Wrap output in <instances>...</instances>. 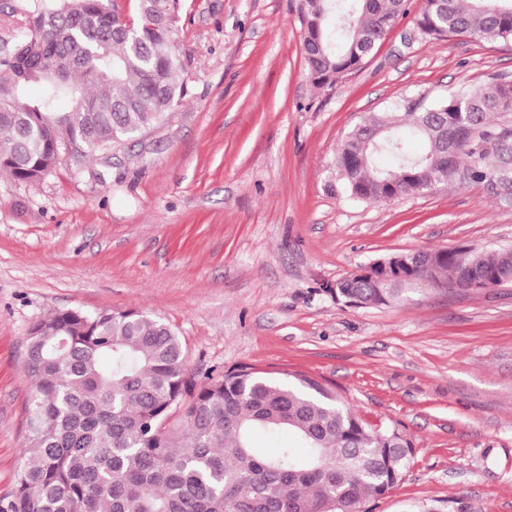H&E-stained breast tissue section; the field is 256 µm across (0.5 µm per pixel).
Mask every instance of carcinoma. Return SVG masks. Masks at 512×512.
I'll list each match as a JSON object with an SVG mask.
<instances>
[{"label":"carcinoma","instance_id":"carcinoma-1","mask_svg":"<svg viewBox=\"0 0 512 512\" xmlns=\"http://www.w3.org/2000/svg\"><path fill=\"white\" fill-rule=\"evenodd\" d=\"M409 10V0H304L314 83L361 66ZM179 11L180 0H137L128 23L108 0H40L31 35L0 56V172L37 184L62 160L78 166L160 122L188 94ZM415 25L432 37L512 42V0H422ZM60 98L68 111L55 110ZM495 114L512 116V79L500 75L364 117L341 141L328 190L377 203L477 184L512 206V120L495 123ZM404 128L422 152L408 150ZM382 155L393 164L379 166ZM406 255V275L373 269L340 292L364 308L422 286L512 278V250ZM25 366L34 382L28 446L4 512H372L413 456L399 430L369 427L305 375L240 367L197 380L176 331L134 309L35 322ZM175 411L181 425L169 430ZM259 431L291 433L306 456L264 454L253 444Z\"/></svg>","mask_w":512,"mask_h":512}]
</instances>
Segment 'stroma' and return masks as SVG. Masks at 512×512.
Returning a JSON list of instances; mask_svg holds the SVG:
<instances>
[{
  "label": "stroma",
  "instance_id": "35a3bbf8",
  "mask_svg": "<svg viewBox=\"0 0 512 512\" xmlns=\"http://www.w3.org/2000/svg\"><path fill=\"white\" fill-rule=\"evenodd\" d=\"M34 0H0V48ZM302 0H182L189 94L124 149L38 184L0 174V506L27 444L24 338L67 309L171 325L191 371L247 365L335 389L414 444L373 512H512V285L415 290L355 308L324 289L400 251L512 248V208L478 185L380 203L330 195L337 147L405 96L512 76V42L422 36L411 19L319 87Z\"/></svg>",
  "mask_w": 512,
  "mask_h": 512
}]
</instances>
